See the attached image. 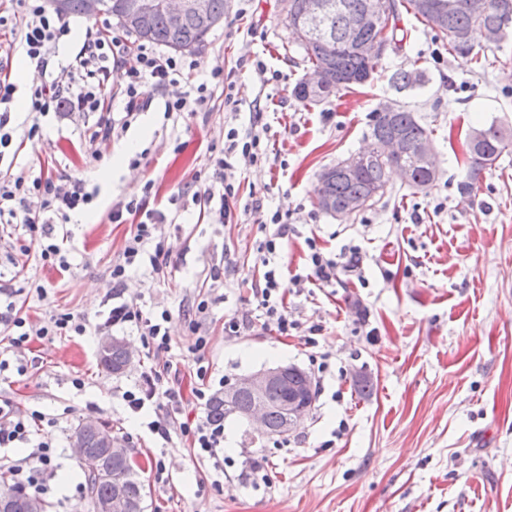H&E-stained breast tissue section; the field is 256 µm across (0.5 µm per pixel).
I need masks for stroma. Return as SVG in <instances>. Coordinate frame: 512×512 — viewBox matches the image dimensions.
<instances>
[{
    "mask_svg": "<svg viewBox=\"0 0 512 512\" xmlns=\"http://www.w3.org/2000/svg\"><path fill=\"white\" fill-rule=\"evenodd\" d=\"M281 9L280 0H227L223 21L188 54L196 68L177 86L191 93L207 84L211 98L203 111L164 118L165 92L145 84L152 105L126 132L146 152L134 180L115 167L120 139L89 142L76 115L43 118L41 135L23 141L15 166L35 178L56 157L98 196L84 221L67 227L70 273L21 253L0 272L15 286L34 279L46 288V299L17 298L31 321L55 310L108 313L110 272L135 226L110 223L107 214L151 185V207L178 215L162 228L167 275L130 272L122 297L146 310L174 311L172 352L180 355L193 338L178 310L210 294L209 372L201 382L182 367L183 392L201 384L214 392L221 381L288 364L316 380L315 403L283 438H249L240 419L226 420L224 479L217 484L184 437L163 440L127 408L123 393L158 362L135 328L113 331L132 349L118 373L99 363L100 335L33 339L16 350L26 371L0 380V399L23 413L60 418L49 434L64 450L60 466L70 481L51 480L44 512H91L71 449L75 428L89 419L109 424L140 463L144 512H512V148L482 172L471 196L457 189L469 130L494 124L512 132V34L491 47L474 39L487 59L481 70L402 14L398 26L408 37L385 53L371 83L306 106L291 90L310 69L288 42ZM412 67L422 70L423 85L396 87L392 74ZM217 68L234 81L236 107L224 103L212 77ZM386 104L412 111L432 129L437 181L417 191L392 173L386 194L361 212L345 219L323 212L319 173L370 147L375 113ZM253 112L269 124L278 160L239 159L234 183L243 201L287 213L283 278L306 279L285 297L300 324L285 336L258 320L241 335L225 334V321L255 306L251 284L262 274L258 246L266 231L247 219L215 223L188 194L210 147L222 143L229 126L247 129ZM312 242L331 257L358 248L357 268L339 267L332 283L308 279ZM214 268L222 273L218 287L210 280ZM76 377L83 388L73 387ZM246 455L264 459L267 485L241 477Z\"/></svg>",
    "mask_w": 512,
    "mask_h": 512,
    "instance_id": "35a3bbf8",
    "label": "stroma"
}]
</instances>
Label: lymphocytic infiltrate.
Returning <instances> with one entry per match:
<instances>
[{
	"mask_svg": "<svg viewBox=\"0 0 512 512\" xmlns=\"http://www.w3.org/2000/svg\"><path fill=\"white\" fill-rule=\"evenodd\" d=\"M18 4L23 9L21 21L10 25L12 38L0 47V59L9 58L15 50L21 49L40 67H48L59 42L68 33V26L59 15L47 10L44 0H18ZM195 67V62L166 54L150 44L129 46L118 38L103 35L95 24H88L85 40L64 75L49 77L31 88L30 109L37 119L25 134L29 137L37 135L40 118L52 114L95 113L99 119L86 129V136L93 141L110 140L112 135L128 130L139 112L151 106V98L140 91L145 80H153L156 88L164 90L178 84L184 70ZM116 69L123 73L126 99L124 114L117 120L109 116L111 104L106 94L108 81ZM267 130V125L256 123L243 133L230 128L224 135L223 146L211 148L206 168L196 179L192 201L214 212L221 224H233L243 215L255 214L260 224L268 226L269 231L258 246L264 268L263 281L253 287L252 294L264 324L285 335L296 326L295 321L289 320L284 306L288 286L278 263L283 242L288 237V217L278 210L263 212L257 202L240 206L238 190L231 180L237 157H247L254 162L269 160ZM97 195V188L91 187L86 179L66 172L33 178L21 169L8 171L0 176V225H23L31 244L37 247L39 259L66 272L71 263L68 253L57 241L55 227L69 223L72 214L91 205ZM127 215L138 217L139 222L126 243L122 262L112 267L111 296L116 303L104 325L108 328L135 326L143 347L156 355L166 354L167 359L162 368L153 367L142 373L139 383L126 391L123 399L133 412L153 409L154 417L148 423L151 431L165 439L175 432L186 437L195 454L208 461L213 475L223 476V423L204 414L187 419L181 416L183 395L175 378L179 368L169 357L172 350L171 310L146 311L120 298L130 270L141 269L154 278L165 276L167 255L157 229L166 223L167 217L162 212L148 209L146 199L132 198L113 205L108 218L119 224ZM0 296L5 299L0 305V330L5 333L8 350L18 349L35 337L49 340L57 336H83L91 327L86 315L71 312L53 311L42 321L31 322L17 309L9 285H0ZM209 307V299L201 297L194 299L183 312L194 338L188 351L196 376L201 380L208 374L203 357L208 346L206 320ZM37 423L52 428L58 419L37 410L24 415L10 401L0 400V449L17 442L32 447L24 461L8 465L10 479L18 487H28L43 495L49 491L55 475V445L48 436L34 435L32 427Z\"/></svg>",
	"mask_w": 512,
	"mask_h": 512,
	"instance_id": "1",
	"label": "lymphocytic infiltrate"
}]
</instances>
